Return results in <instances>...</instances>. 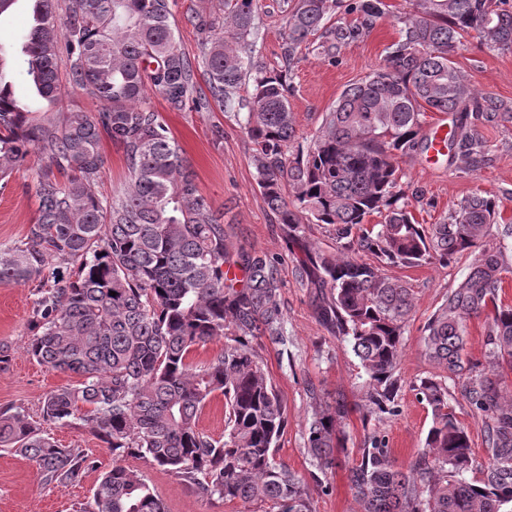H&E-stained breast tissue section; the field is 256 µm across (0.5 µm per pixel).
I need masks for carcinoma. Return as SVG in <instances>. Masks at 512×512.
<instances>
[{
	"mask_svg": "<svg viewBox=\"0 0 512 512\" xmlns=\"http://www.w3.org/2000/svg\"><path fill=\"white\" fill-rule=\"evenodd\" d=\"M29 2L32 23L17 64L34 97L52 101L65 85L99 108L58 119L33 111V101L15 95L0 52V180L32 151L45 162L33 222L20 243L0 249V284L39 281L27 350L39 364L79 376L45 396L43 417L61 426L79 419L112 450L87 512H166L140 471L125 465L129 457L206 501L315 512L305 480L276 460L286 407L253 345L288 342L276 262L227 242L152 94L172 112L207 111L213 102L233 111L251 143L263 201L301 252L296 273L314 288L315 313L362 369L365 424L397 412V367L413 310L412 289L385 270L472 257L424 326L426 354L448 374L413 385L432 416L424 448L404 469L370 434L347 479L358 512H512V395L502 386L512 373V306L499 302L512 273V225L499 224L497 197L479 189L440 223L419 224L409 210L417 194L399 184V159L428 148L426 110L460 113L448 134V164L459 160L468 172L487 162L479 128L512 123V102L478 91L454 61L472 32L492 51L512 50L507 0H412L378 68L349 84L316 136L294 152L291 81L248 55L258 0H225L220 26L198 18L200 70L178 46L170 0H65L62 16L58 0ZM338 7V0L288 6L287 64L320 30L321 54L332 59L336 44L388 14L386 0H349L345 11L360 15L361 25L330 26ZM105 138L121 146L130 174L110 199L95 192ZM373 214L383 221L366 223ZM312 224L336 246H314ZM483 314L485 368L463 358L466 323ZM214 341L220 352L194 361L197 347ZM449 380L481 420L482 462L450 405ZM217 393L224 434L215 438L197 422ZM348 413L338 393L308 421L305 450L322 472L344 447ZM0 450L27 459L45 487L73 485L90 465L17 409L0 410ZM473 471L479 477L468 478Z\"/></svg>",
	"mask_w": 512,
	"mask_h": 512,
	"instance_id": "carcinoma-1",
	"label": "carcinoma"
}]
</instances>
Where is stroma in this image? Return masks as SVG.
Here are the masks:
<instances>
[{"label": "stroma", "instance_id": "obj_1", "mask_svg": "<svg viewBox=\"0 0 512 512\" xmlns=\"http://www.w3.org/2000/svg\"><path fill=\"white\" fill-rule=\"evenodd\" d=\"M390 13L377 20L356 41L337 44L334 58L320 54L319 36L302 45L292 68H285L282 43L286 12L284 0H259L255 57L267 69L289 70L294 93L290 105L296 118L299 143L314 136L324 112L333 107L351 83L376 69L386 48L399 37L401 20L409 13V0H386ZM182 52L199 55V36L193 19L223 14L224 0H171ZM458 69L479 90L512 102V50L491 51L475 36L466 37L456 58ZM172 136L183 149L196 173L200 192L210 201L215 215L234 245H242L273 257L281 280L280 305L286 320L288 343L277 346L260 342L257 351L269 377L281 394L287 424L278 442L277 459L306 480L315 512H353L354 503L347 481L344 458H357L367 435L362 417L351 413L346 421L347 441L336 453L338 463L319 472L304 449V434L323 391L341 392L349 403L363 399L359 365L347 342L336 338L317 318L313 289L300 282L295 267L298 251L289 245L274 224L255 181L251 146L231 112L212 105L206 112H170L160 96H152ZM490 145L489 163L475 172L450 167L446 158L430 162L420 153L400 162L401 182L422 190L420 201L412 202L417 222L438 223L460 199L481 188L494 193L504 221L512 222V123L486 128ZM43 162L30 154L0 188V247L21 241L36 213L35 184ZM469 257L448 264L397 268L393 274L413 290L414 308L405 327L404 349L398 365L402 388L398 411L378 427L398 465L408 466L424 446L431 425V412L415 395L412 386L420 379L437 375L438 367L425 354L424 326L438 310L448 292L465 277ZM38 293L35 283L0 284V347L7 348L0 362V408L17 407L34 421L42 420L46 394L76 383L75 375L39 365L27 353ZM57 443L82 451L89 459L80 483L41 488L32 465L19 455L0 451V512H78L88 506L92 492L112 452L82 421L61 426L43 422ZM163 500L167 512H266L260 502H208L199 498L173 475L140 460H131Z\"/></svg>", "mask_w": 512, "mask_h": 512}]
</instances>
